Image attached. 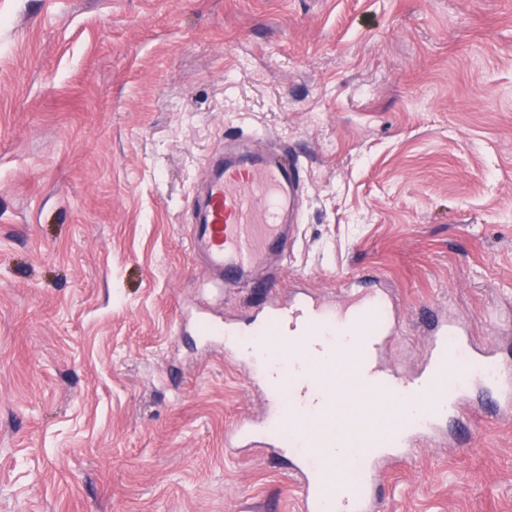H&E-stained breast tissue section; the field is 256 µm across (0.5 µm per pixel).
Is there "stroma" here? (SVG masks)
Instances as JSON below:
<instances>
[{
    "label": "stroma",
    "instance_id": "1",
    "mask_svg": "<svg viewBox=\"0 0 512 512\" xmlns=\"http://www.w3.org/2000/svg\"><path fill=\"white\" fill-rule=\"evenodd\" d=\"M255 130L304 167L280 296L383 280L404 373L427 308L512 354V0H0V512H300L195 326V185ZM380 496L512 512V419L474 396Z\"/></svg>",
    "mask_w": 512,
    "mask_h": 512
}]
</instances>
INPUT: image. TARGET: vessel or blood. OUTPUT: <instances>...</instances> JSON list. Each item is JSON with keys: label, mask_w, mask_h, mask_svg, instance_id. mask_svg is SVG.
Returning a JSON list of instances; mask_svg holds the SVG:
<instances>
[{"label": "vessel or blood", "mask_w": 512, "mask_h": 512, "mask_svg": "<svg viewBox=\"0 0 512 512\" xmlns=\"http://www.w3.org/2000/svg\"><path fill=\"white\" fill-rule=\"evenodd\" d=\"M302 178L298 162L251 153L244 140L235 157L210 161L189 227L203 288L238 287L268 257L286 256ZM340 293L336 303L298 288L282 302L270 282L257 292L263 317L250 344L241 346L236 326L222 330L225 350L248 359V382L268 412L259 425L240 420L224 445L289 447L302 512H376L383 475L476 391L497 396L496 417L512 416V360L478 346L460 322L428 324L424 363L404 375L382 362L396 332L393 291L345 284Z\"/></svg>", "instance_id": "b4317fda"}]
</instances>
